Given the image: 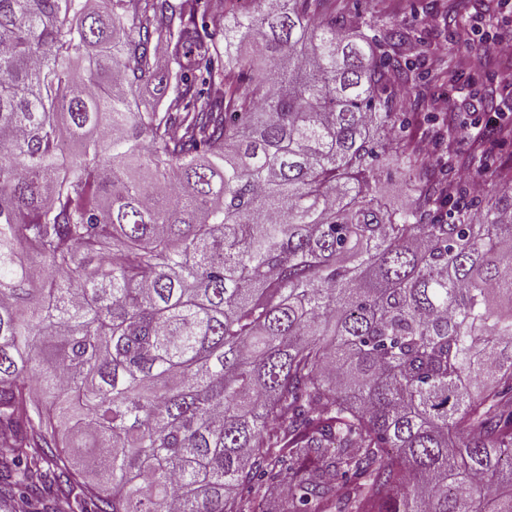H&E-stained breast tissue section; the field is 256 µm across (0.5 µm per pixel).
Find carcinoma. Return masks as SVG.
<instances>
[{
  "mask_svg": "<svg viewBox=\"0 0 512 512\" xmlns=\"http://www.w3.org/2000/svg\"><path fill=\"white\" fill-rule=\"evenodd\" d=\"M238 2L0 0V506L512 512V166L406 147L401 31ZM452 154L456 155L457 162L455 167L448 172V179L452 181H461L470 191L469 199L475 195L471 187V180L477 176L478 163H469L470 156L467 155L466 146L457 138L450 140ZM462 178V179H461ZM500 163L512 164V142H509L498 150L496 162L490 164V166H488V172L481 177L482 186H486L487 188V193L483 197L481 205H484L486 201L496 193L497 172L500 170ZM380 187L382 194L394 206H405L410 196L405 190L401 170L396 163H390L382 173Z\"/></svg>",
  "mask_w": 512,
  "mask_h": 512,
  "instance_id": "1",
  "label": "carcinoma"
}]
</instances>
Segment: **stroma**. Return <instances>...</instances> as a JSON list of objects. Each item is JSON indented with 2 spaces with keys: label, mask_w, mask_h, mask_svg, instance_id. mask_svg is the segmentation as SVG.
<instances>
[{
  "label": "stroma",
  "mask_w": 512,
  "mask_h": 512,
  "mask_svg": "<svg viewBox=\"0 0 512 512\" xmlns=\"http://www.w3.org/2000/svg\"><path fill=\"white\" fill-rule=\"evenodd\" d=\"M331 9L351 19L357 17L362 22L375 23L381 32L395 28L408 34L402 52L416 67L397 97V109L410 118L407 135L411 143L438 142L441 126L429 118L430 103L447 94L458 96L468 111L482 102L512 115V81L505 78L502 65L480 67L476 64L477 59L489 51V44L468 45L458 37L464 27L476 20L489 24L491 32L512 37V28L499 23L504 11L501 0H333ZM429 13L442 14L444 23L424 27L420 19ZM435 60L474 76L473 86L457 88L434 77L426 64ZM451 150L457 162L448 173L449 180L466 185L478 176L488 195H495L500 165L512 164V142L499 149L496 163L490 164L487 173L482 175L478 174L476 164L470 163L463 143L452 140Z\"/></svg>",
  "instance_id": "obj_1"
}]
</instances>
